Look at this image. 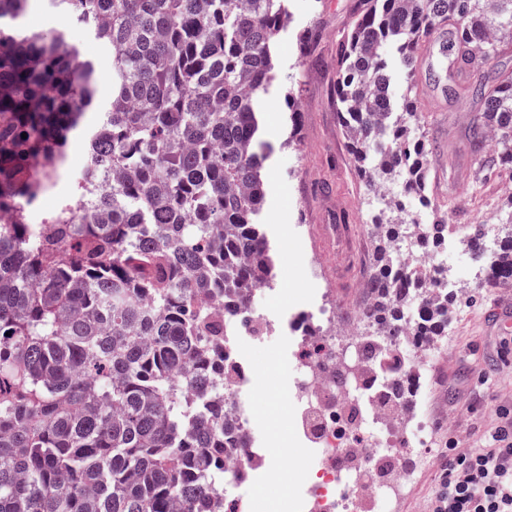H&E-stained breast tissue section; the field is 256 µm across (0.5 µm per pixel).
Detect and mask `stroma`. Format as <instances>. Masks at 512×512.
Here are the masks:
<instances>
[{
	"mask_svg": "<svg viewBox=\"0 0 512 512\" xmlns=\"http://www.w3.org/2000/svg\"><path fill=\"white\" fill-rule=\"evenodd\" d=\"M353 3L286 0L288 23L274 47L275 79L261 96L262 137L273 147L263 163L267 180L261 221L284 285L282 296L264 306L273 319L285 321L311 309L325 293L336 306L337 320L351 322L354 308L366 301L365 275L376 264L369 222L378 202L353 164L336 109V44ZM26 24L39 32L65 29L83 57L108 72L107 51L83 29L65 25L49 0H36ZM314 30L320 31V40L301 52L299 35ZM448 38V31L441 30L423 43V67L412 79L425 116L420 132L434 145L427 160L430 193L448 223L498 220L512 203V177L496 175L481 189L472 186L466 129L474 106L452 91L453 63L444 48ZM294 110L300 114L295 125L289 120ZM436 257L467 293L456 302L462 313L422 389L420 408L432 419L435 433L429 453L408 460L409 486L398 512H428L440 482V453L449 439L482 448L496 431L512 425V332L499 331L487 315L494 303L512 302V287L483 281L482 262L461 243L450 244ZM294 349L288 332L254 344L255 374L246 399L255 437L265 447L288 449L301 461L306 451L291 410L270 411L296 372ZM306 479L305 471L286 477L273 467L258 473L246 494L261 504V512H289V500Z\"/></svg>",
	"mask_w": 512,
	"mask_h": 512,
	"instance_id": "stroma-1",
	"label": "stroma"
}]
</instances>
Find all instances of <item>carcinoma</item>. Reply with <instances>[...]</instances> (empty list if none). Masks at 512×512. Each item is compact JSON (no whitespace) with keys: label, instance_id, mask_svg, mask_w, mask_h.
<instances>
[{"label":"carcinoma","instance_id":"carcinoma-1","mask_svg":"<svg viewBox=\"0 0 512 512\" xmlns=\"http://www.w3.org/2000/svg\"><path fill=\"white\" fill-rule=\"evenodd\" d=\"M34 0H0V512H210L224 497V381L190 392L220 355V287L271 277L256 112L270 85L285 0H53L108 50L104 76L62 30L23 23ZM449 27L475 184L512 174V74L483 63L512 48V0H355L336 47L338 118L366 188L397 182L389 210L427 209L429 143L417 89L398 107L387 57L413 77L418 48ZM99 114L94 127L84 113ZM27 138H22V135ZM81 135L88 164L39 233L26 207L54 187ZM414 219L374 215L376 267L363 316L399 332L405 292L392 242ZM469 253L512 280V221L497 249L461 226ZM448 246V225L418 242ZM455 299L423 303L421 336Z\"/></svg>","mask_w":512,"mask_h":512}]
</instances>
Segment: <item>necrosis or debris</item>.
<instances>
[{"label":"necrosis or debris","mask_w":512,"mask_h":512,"mask_svg":"<svg viewBox=\"0 0 512 512\" xmlns=\"http://www.w3.org/2000/svg\"><path fill=\"white\" fill-rule=\"evenodd\" d=\"M244 289L226 293L224 310L232 332L224 339V362L234 368L224 381V497L234 512H252L241 488L269 466L288 471L287 452L269 454L251 430L250 409L240 398L252 382L245 358L254 331L273 335L280 326L267 315H244ZM327 300L296 314L288 324L294 335L298 371L284 394L300 424L309 479L290 512H368L377 504L395 512L407 486V451L425 449L433 427L416 396L439 346L411 332L379 335L375 326L355 317L349 328L334 327ZM404 396L388 402L392 387Z\"/></svg>","instance_id":"obj_1"}]
</instances>
